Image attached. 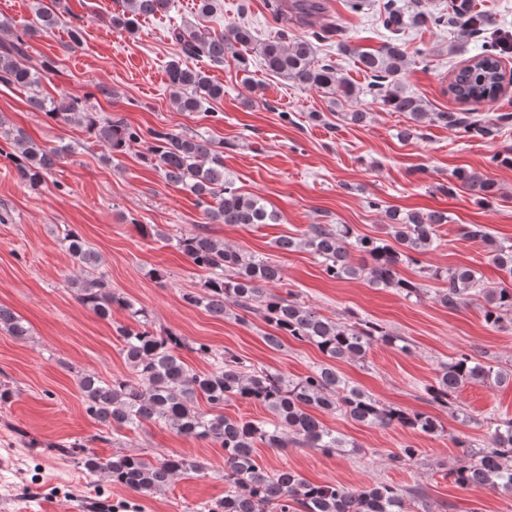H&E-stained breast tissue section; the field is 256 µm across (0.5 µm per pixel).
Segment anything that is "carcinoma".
I'll return each instance as SVG.
<instances>
[{
  "label": "carcinoma",
  "instance_id": "obj_1",
  "mask_svg": "<svg viewBox=\"0 0 512 512\" xmlns=\"http://www.w3.org/2000/svg\"><path fill=\"white\" fill-rule=\"evenodd\" d=\"M34 23L24 35L0 41V83L30 91L29 105L63 123L82 125L107 148L106 160L125 153L132 145L150 141L142 155L145 163L160 172L165 181L195 196L207 224H274L279 220L257 196L234 187L224 170V144L198 135L167 129L145 131L120 119L104 118L89 109L87 100L63 96L59 100L42 96L39 74L51 67L43 60L32 63L28 38L51 29L59 17L36 0ZM171 0H123L122 10L112 14L110 25L119 33L134 34L139 20L168 10ZM271 12L283 21L273 37L258 41L252 30L233 24L222 34H205L188 27H175L169 36L181 46L182 57L167 64L168 85L177 108L197 112L208 100L224 96V87L212 82L206 72L188 62L206 59L221 66L227 57L245 65L239 49L256 51L266 69L312 89L327 90L347 101L359 91L330 64L315 60L318 36L313 30L325 12L323 0H274ZM470 20L474 28L491 19L473 9L468 0H450L448 12H406L390 6L381 18L392 34L408 27H443ZM309 28L302 36L288 25ZM362 69L371 77L368 93L376 96L392 112H403L412 125L401 135L410 137L416 124L425 121L454 128L467 136L490 137L500 130L499 122L509 114L490 117L474 107L496 100L505 89V75L497 43L485 46L454 73L448 93L469 106L463 112L429 111L424 100L405 91L401 83L410 66L402 43L389 42L376 51L357 52ZM0 129L13 136V152L5 154L19 177L35 188L50 176L60 160L71 153V146L47 148L23 131L7 127L0 116ZM455 178L480 201H489L496 184L472 170H459ZM394 243L361 236L348 224H311L294 237H282L276 246L283 252L309 250L333 279H364L377 288H394L406 298L418 295L421 284L401 276L399 266L410 263L425 270L421 257L435 243V225L446 217L438 212L385 208ZM145 237L160 238L185 255L195 267L207 272L197 292L183 295L186 303L200 307L211 317L222 319L232 308L260 318L273 329L265 337L278 347L282 337H292L315 345L329 363L315 367L304 376L292 378L265 366H256L230 350L216 351L204 343H188L169 328H158L146 309L112 292L105 275L99 272L101 259L73 228L63 230L61 243L79 270L70 284L74 298L102 320L112 319V310L127 312L130 323L116 327L121 354L129 374L105 379L95 373L78 377V388L89 417L112 431L135 430L145 422L164 425L188 439L208 441L224 450V501L218 510L200 512H405L407 490L389 483H368L345 488L334 483L316 484L296 472L282 469L270 472L257 461V449L284 451L290 445L314 448L332 455L345 448L361 451L360 446L341 437L319 418L340 413L363 425L399 427L429 436H442L445 428L439 418L428 413H411L386 405L351 384L333 365L335 361L362 360L375 344L394 345L401 337L383 325L355 315L344 321L330 318L300 301L294 293H281L275 287L283 281L280 265L270 259L226 247L203 231L170 235L155 225L140 224ZM462 235L488 243L493 261L512 281V245H500L482 224H466ZM429 277L442 280L446 287L435 292L434 300L448 309L467 304L475 293H484L482 309L485 324L500 329L512 323V288L483 287L478 273L467 267L434 269ZM0 329L19 341L30 336L29 327L16 314L0 306ZM207 359L210 369L198 372L183 358V351ZM494 381L511 384L512 371L494 369L471 354L461 352L441 365L434 380L424 385L427 401L446 409L462 387L472 382ZM204 399L209 411L197 408ZM241 401L257 404L270 413L266 419H233L224 415V403ZM491 446L459 460L448 477L462 489L501 490L512 495V419H502L489 427ZM60 452L82 454L83 466L102 472L113 484L142 496L164 490L176 478L207 471L204 462L177 454L149 459L136 452L116 454L104 461L83 444H58Z\"/></svg>",
  "mask_w": 512,
  "mask_h": 512
}]
</instances>
